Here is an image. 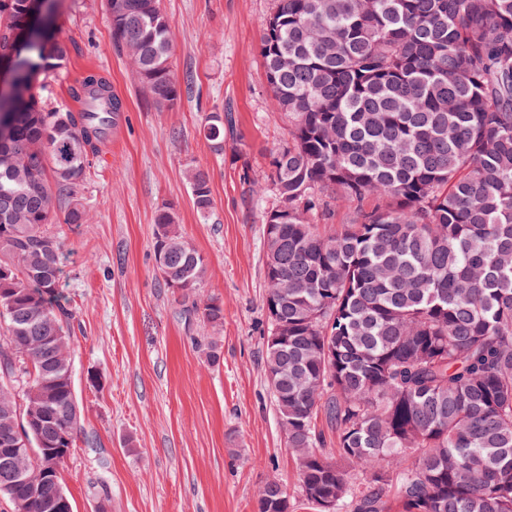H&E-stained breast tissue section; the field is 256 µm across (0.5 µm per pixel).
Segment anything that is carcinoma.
Listing matches in <instances>:
<instances>
[{"label":"carcinoma","mask_w":512,"mask_h":512,"mask_svg":"<svg viewBox=\"0 0 512 512\" xmlns=\"http://www.w3.org/2000/svg\"><path fill=\"white\" fill-rule=\"evenodd\" d=\"M26 0H0V52L27 24ZM112 38L153 102L179 96L159 0H112ZM45 24L21 51L18 88L63 66ZM272 104L288 145L271 154L277 203L264 216V370L303 502L322 512H512V0H278L261 37ZM109 80L69 89L79 109L32 94L4 102L13 151L0 156V445L75 446L81 408L71 368L72 301L57 292L62 238L46 229L59 193L77 195L90 157L123 112ZM204 131L224 151V123ZM198 212L208 175L187 171ZM347 209L350 222L333 224ZM67 224H85L73 201ZM164 285L195 287L205 257L173 208L155 217ZM185 315L224 323L215 296ZM209 363L212 337L196 341ZM12 512H51L65 494L28 460L0 456ZM263 485L258 512H288Z\"/></svg>","instance_id":"obj_1"}]
</instances>
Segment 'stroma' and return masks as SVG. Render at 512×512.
<instances>
[{
	"label": "stroma",
	"mask_w": 512,
	"mask_h": 512,
	"mask_svg": "<svg viewBox=\"0 0 512 512\" xmlns=\"http://www.w3.org/2000/svg\"><path fill=\"white\" fill-rule=\"evenodd\" d=\"M57 3L69 57L33 94L50 110L73 107L70 85L94 70L124 108L79 191L88 223L48 226L64 240L59 290L76 308L72 375L84 440L62 472L75 512H258L271 479L287 488L290 512H312L264 375L263 227L274 196L252 199L248 185L288 142L260 56L275 0H161L180 87L168 108L115 46L104 0ZM225 110L234 134L219 155L203 125ZM192 167L210 179L207 221L186 180ZM165 205L207 261L194 291L223 301L219 330L185 322L182 294L157 274L154 218ZM208 335L220 347L215 364L195 345Z\"/></svg>",
	"instance_id": "35a3bbf8"
}]
</instances>
